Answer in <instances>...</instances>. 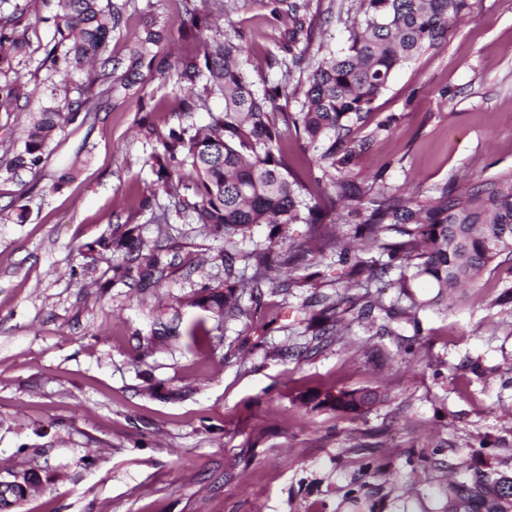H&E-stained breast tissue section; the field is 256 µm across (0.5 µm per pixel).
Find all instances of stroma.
Returning a JSON list of instances; mask_svg holds the SVG:
<instances>
[{"instance_id": "stroma-1", "label": "stroma", "mask_w": 512, "mask_h": 512, "mask_svg": "<svg viewBox=\"0 0 512 512\" xmlns=\"http://www.w3.org/2000/svg\"><path fill=\"white\" fill-rule=\"evenodd\" d=\"M343 0H310L313 43L346 48L335 20ZM444 44L398 70L375 102L391 125L357 161L356 173L428 192L512 167V0H472ZM27 29L18 76L38 100L92 86L99 109L66 127L40 169L0 177V466L35 468L42 489L16 512H448V486L478 466L512 476V263L488 268L459 299L387 319L342 315L338 335L307 325L335 295L337 256L349 225H292L298 261L277 271L287 294L265 281L243 298L247 313L217 323L185 304L191 285L215 279L210 256L224 240L200 231L168 198L145 160L155 132L178 126L184 102L206 125L224 102L202 86L180 88L156 68L135 84L49 72L54 29L44 0H13ZM211 12L247 46L255 90L288 85L281 0H126L106 53L127 60L143 29L169 32L160 55H200L182 39L191 10ZM291 169L316 197L311 151L281 143ZM73 179L57 184L61 171ZM158 205L140 209L141 197ZM24 223H17V215ZM167 216L175 265L142 291L103 287L106 262L80 274V244L136 226L154 238ZM175 306L181 336L151 344L158 306ZM209 331L195 342L193 328ZM183 389V398L158 389ZM375 391L354 415L303 401L310 390ZM93 458V466L82 463Z\"/></svg>"}]
</instances>
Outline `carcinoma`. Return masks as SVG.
Returning a JSON list of instances; mask_svg holds the SVG:
<instances>
[{
	"instance_id": "1",
	"label": "carcinoma",
	"mask_w": 512,
	"mask_h": 512,
	"mask_svg": "<svg viewBox=\"0 0 512 512\" xmlns=\"http://www.w3.org/2000/svg\"><path fill=\"white\" fill-rule=\"evenodd\" d=\"M53 2L59 38L48 52L52 66L98 64L102 76L109 68L117 71L121 62L103 53L112 33L120 29L124 5L113 3L105 9L101 0ZM286 2L291 25L286 67L288 73L297 70L306 77L298 79L291 90L299 110L284 114L283 122L306 146L317 150L315 167L332 185L334 196L322 206L304 195V185L279 150L283 136L275 117L279 89L261 94L253 89L243 68L242 43L226 39L205 48L201 58L180 57L162 66L160 74L174 73L176 82L187 89L208 74L205 90L224 100V111L210 114L207 125L180 124L156 134L161 150L146 159L176 211H191L203 231L224 236V249L216 255L224 266V282L200 285L187 304L210 312L219 321L246 314L241 306L243 295L263 281L276 259L287 264L296 252L288 226L324 224L338 209L352 226L353 240L375 244L387 256L385 261L357 260L348 272L347 287H362L357 277L365 271V282L370 283L396 270L398 299L406 301L411 311L439 304L473 282L499 257L512 256V168L463 189L451 179L419 196L403 186L353 175L360 156L389 128L387 122L371 124V115L395 70L441 47L448 28L471 9L470 0H352L354 16L345 20L347 50L330 55L307 73L302 64L311 41L297 52L293 47L307 24L310 0ZM164 40L162 29L146 27L125 71L115 81L121 85L133 82L145 61L155 60ZM26 46L27 28L21 26L17 12L0 10L1 75L22 64ZM93 84L90 81L78 99L62 107H40L27 140L0 164V173L14 179L38 170L55 134L81 114L97 110ZM29 103L20 78L0 83V111L13 112ZM257 224L271 225L270 245L240 253L235 236L245 235ZM165 241L167 232L161 224L153 240L132 227L120 235L84 243L79 252L87 271L96 270L101 260L109 262L111 277L106 286L122 283L146 289L155 287L174 265L167 259ZM239 260L252 269L250 277L235 274ZM417 282L433 288L434 296L416 298L411 288ZM322 303L325 312L342 305L356 308L360 319L376 309L388 316L395 313V306L385 307L381 296L368 290L361 295L338 294L332 300L324 297ZM152 333L160 338L177 336L178 322L165 319L159 311ZM376 400L377 394L371 391H327L318 405L354 414ZM18 475L24 486L42 483L35 469ZM24 486L0 485V512H10L27 498ZM511 506V477L494 478L484 470H469L448 488V512H505Z\"/></svg>"
}]
</instances>
